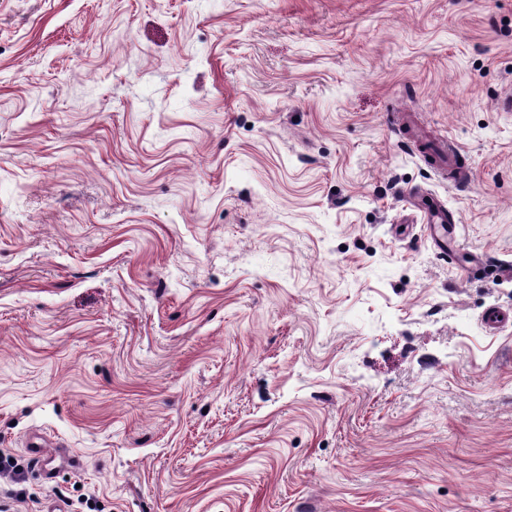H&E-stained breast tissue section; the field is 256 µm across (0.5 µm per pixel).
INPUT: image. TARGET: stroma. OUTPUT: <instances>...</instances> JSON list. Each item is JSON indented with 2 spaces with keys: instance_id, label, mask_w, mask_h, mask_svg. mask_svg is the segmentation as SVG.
<instances>
[{
  "instance_id": "1",
  "label": "stroma",
  "mask_w": 512,
  "mask_h": 512,
  "mask_svg": "<svg viewBox=\"0 0 512 512\" xmlns=\"http://www.w3.org/2000/svg\"><path fill=\"white\" fill-rule=\"evenodd\" d=\"M508 93L512 0H0V512H512ZM411 205L419 211L421 223L426 224L434 240L440 242V250L444 251L448 245V230L452 235L456 224L455 221L448 223V208L435 199L426 197L414 198Z\"/></svg>"
}]
</instances>
